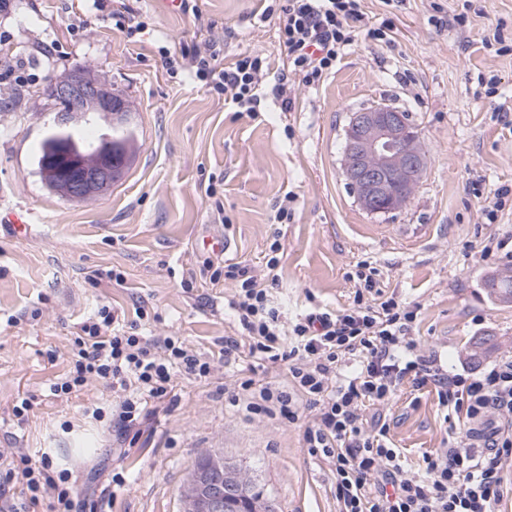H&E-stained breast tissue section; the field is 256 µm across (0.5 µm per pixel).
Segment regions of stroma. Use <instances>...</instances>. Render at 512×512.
I'll return each mask as SVG.
<instances>
[{
	"label": "stroma",
	"mask_w": 512,
	"mask_h": 512,
	"mask_svg": "<svg viewBox=\"0 0 512 512\" xmlns=\"http://www.w3.org/2000/svg\"><path fill=\"white\" fill-rule=\"evenodd\" d=\"M196 4L218 21L225 61L267 57L257 118L237 116L193 76L170 77L161 47L206 36L171 0H136L148 27L134 40L91 11L73 33L71 0H14L0 15V56L40 58L34 82L0 85V212L27 210L31 224L24 236L0 227V448L58 449L86 501L122 473L110 512H181L180 493L206 453L237 464L277 512H337L332 475L299 428L225 406L237 367L176 376L169 415L119 448L108 421L87 412L108 407L111 390L93 380L61 399L50 387L69 368L77 327L104 305L137 332L218 351L239 327L225 308L231 285L210 283L204 261L259 265L275 239L272 294L289 316L347 306L345 274L364 260L386 293L420 302L415 334L450 369L512 354V304L487 299L482 278L495 266L478 255L485 235L512 233V196L496 223L479 212L481 196L512 187V0H364L374 21H393L391 42L359 40L319 85L296 86L288 109L271 93L283 59L263 0ZM460 12L462 26L434 21ZM86 69L126 99L139 150L109 190L77 202L44 188L34 157L56 117L44 89ZM377 101L409 113L427 159L407 206L389 215L357 204L340 164L351 114ZM287 194L295 213L274 223ZM206 235L228 250L206 249ZM108 269L124 283L98 278ZM23 394L33 401L19 425L12 406ZM379 413L413 467L458 426L434 390L407 383Z\"/></svg>",
	"instance_id": "stroma-1"
}]
</instances>
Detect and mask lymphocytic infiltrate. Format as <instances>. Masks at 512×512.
Segmentation results:
<instances>
[{"instance_id": "1", "label": "lymphocytic infiltrate", "mask_w": 512, "mask_h": 512, "mask_svg": "<svg viewBox=\"0 0 512 512\" xmlns=\"http://www.w3.org/2000/svg\"><path fill=\"white\" fill-rule=\"evenodd\" d=\"M363 2L283 0L266 7V14L278 16L285 61L272 88L276 98L287 100L294 78L319 84L359 38H387L391 19L373 22ZM164 59L169 74H193L257 117L258 90L268 71L262 54H241L227 64L219 42L204 41ZM280 249L279 242L271 243L263 269L232 262L212 272L211 281L233 285L229 307L241 328L225 337L217 355L176 336L130 332L105 307L74 336L72 367L54 384V395L79 392L93 379L117 388L112 430L124 439L140 434L162 409L176 375L202 380L217 366L243 363L249 376L225 388V401L260 418L301 425L304 447L335 476L339 512H497L504 465L512 461V355L478 369L449 371L413 334L419 303L385 295L376 268L365 261L345 274L355 288L347 308L316 309L287 321L271 298ZM273 366L285 367V380L265 378ZM405 383L433 388L439 406L459 425L445 448L423 453L418 473L408 468L388 424L365 416L369 407L388 405ZM0 461L6 465L0 512H40L45 505L50 512H98L76 501L71 472L51 453L34 462L20 449L0 448Z\"/></svg>"}]
</instances>
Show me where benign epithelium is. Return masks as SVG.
I'll return each mask as SVG.
<instances>
[{
  "mask_svg": "<svg viewBox=\"0 0 512 512\" xmlns=\"http://www.w3.org/2000/svg\"><path fill=\"white\" fill-rule=\"evenodd\" d=\"M55 96L65 102H84L92 112H122L123 97L84 82L73 72L52 83ZM341 166L358 205L375 215H388L406 206L423 174L424 157L419 134L405 113L380 102L352 114L345 130ZM125 160L115 156L112 141L90 146L89 152L70 155L64 169L52 171L58 191L79 200L101 192L125 171ZM276 512L264 496L251 498L250 486L239 470L222 459L194 472L183 494L182 512Z\"/></svg>",
  "mask_w": 512,
  "mask_h": 512,
  "instance_id": "benign-epithelium-1",
  "label": "benign epithelium"
}]
</instances>
